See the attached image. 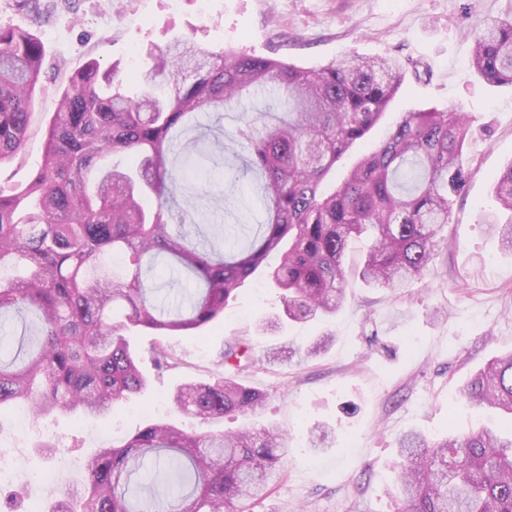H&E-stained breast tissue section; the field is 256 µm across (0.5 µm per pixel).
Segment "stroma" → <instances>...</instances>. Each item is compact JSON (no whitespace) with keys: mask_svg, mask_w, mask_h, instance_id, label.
<instances>
[{"mask_svg":"<svg viewBox=\"0 0 512 512\" xmlns=\"http://www.w3.org/2000/svg\"><path fill=\"white\" fill-rule=\"evenodd\" d=\"M512 16V0H0V27L34 34L45 53L43 89L20 164L0 180L28 179L41 165L43 130L67 75L90 60L119 63L128 73L147 63L145 51L188 35L204 48H235L318 68L345 55L392 56L420 65L408 74L384 115L344 155L326 188L340 184L375 150L402 113L458 107L473 119L466 155L472 175L455 198L445 229L450 245L437 251L431 275L398 293L353 282L336 314L306 323L284 315L282 292L257 271L230 300L223 317L192 336H167L178 368L141 369L149 387L115 404L99 419L50 414L19 430L15 414L0 416V463L29 476L56 470L80 483L85 462L102 446L132 436L149 422L222 433L275 424L288 434V455L267 496L250 512H393L387 489L394 479L396 441L415 431L436 439L485 423L502 424L461 397L463 385L492 358L512 352V251L489 236L481 219L496 211L492 179L512 163V85L492 84L472 68L470 33L485 18ZM276 122L271 96L247 100L223 116L198 113L176 140L173 158L194 138L224 131L223 163L194 181L189 206L174 223L199 237L225 213L257 222L261 178L244 170L247 149L234 135L243 113ZM317 356L304 350L323 336ZM252 345L256 363L239 382L265 396L255 413L209 423L179 411L172 400L182 382L209 381L226 344ZM292 357L266 361L271 347ZM325 427V447L309 432Z\"/></svg>","mask_w":512,"mask_h":512,"instance_id":"35a3bbf8","label":"stroma"}]
</instances>
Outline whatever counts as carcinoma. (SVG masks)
<instances>
[{
	"label": "carcinoma",
	"mask_w": 512,
	"mask_h": 512,
	"mask_svg": "<svg viewBox=\"0 0 512 512\" xmlns=\"http://www.w3.org/2000/svg\"><path fill=\"white\" fill-rule=\"evenodd\" d=\"M471 57L489 83L512 85V17L484 20ZM125 91L116 67L92 60L72 73L45 128L40 168L21 184H0V319L35 317L31 344L6 353L0 338V411L24 405L101 417L148 381L127 333L185 335L224 315L241 283L276 252L269 272L286 292L293 320L332 315L350 288L352 239L371 245L356 269L366 286L406 288L429 270L451 223L454 198L470 171L465 148L473 121L456 108L405 112L379 147L332 193H320L348 149L379 121L405 80L394 57L343 58L319 69L233 49L209 51L185 37L147 52ZM44 51L20 28H0V168L18 158L42 90ZM269 94L286 117L274 125L240 119L246 166L262 175L265 219L241 225L228 242L205 247L169 230L186 200L189 176L225 151L194 148L168 166L178 129L198 112H222L242 93ZM506 220L487 232L512 250V165L494 180ZM166 265L193 284L187 303L159 296L152 278ZM159 368L177 365L161 342ZM254 363L248 344L222 355L227 372ZM462 396L512 416V354L474 374ZM177 407L202 421L256 411L262 395L222 373L185 382ZM288 451L273 425L220 434L150 423L85 465L83 488L53 489L48 512H249L270 490ZM397 512H512V419L429 440L398 439Z\"/></svg>",
	"instance_id": "cac0c4a2"
}]
</instances>
